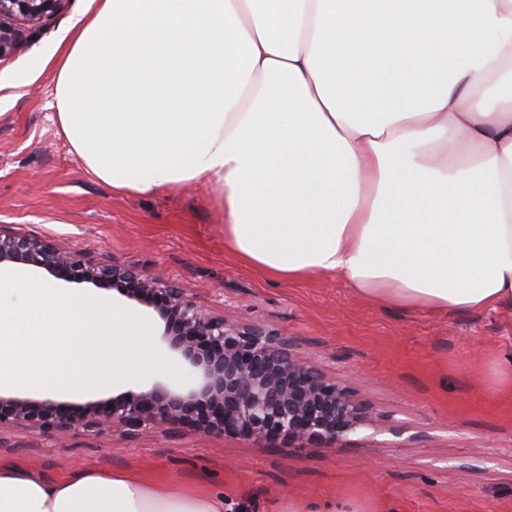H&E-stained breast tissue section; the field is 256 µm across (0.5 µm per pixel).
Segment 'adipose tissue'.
Returning a JSON list of instances; mask_svg holds the SVG:
<instances>
[{
    "mask_svg": "<svg viewBox=\"0 0 512 512\" xmlns=\"http://www.w3.org/2000/svg\"><path fill=\"white\" fill-rule=\"evenodd\" d=\"M52 65L74 152L121 194L216 188L271 281L512 303V0H89ZM223 495L0 464V512H227Z\"/></svg>",
    "mask_w": 512,
    "mask_h": 512,
    "instance_id": "ef3b65f1",
    "label": "adipose tissue"
}]
</instances>
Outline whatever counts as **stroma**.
Wrapping results in <instances>:
<instances>
[{
  "instance_id": "35a3bbf8",
  "label": "stroma",
  "mask_w": 512,
  "mask_h": 512,
  "mask_svg": "<svg viewBox=\"0 0 512 512\" xmlns=\"http://www.w3.org/2000/svg\"><path fill=\"white\" fill-rule=\"evenodd\" d=\"M87 0H62L0 62V226L190 288L209 315L267 326L374 409L357 445L258 448L183 430L67 441L0 428V462L55 479L91 467L133 470L224 495L246 512L313 499L372 512H512V304L480 312L383 307L336 275L271 282L224 246L210 186L150 195L112 191L82 163L51 106L47 59Z\"/></svg>"
}]
</instances>
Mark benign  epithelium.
<instances>
[{"label":"benign epithelium","instance_id":"7a95c632","mask_svg":"<svg viewBox=\"0 0 512 512\" xmlns=\"http://www.w3.org/2000/svg\"><path fill=\"white\" fill-rule=\"evenodd\" d=\"M62 0H0V60L22 38L17 21L37 22ZM26 267L97 288L118 287L164 323L163 340L195 376L190 387L156 382L83 403L0 394V427L20 426L63 441L78 431L189 430L261 448H342L371 425L347 385L296 354L272 329L205 314L187 289L159 275L105 264L51 241L0 226V267Z\"/></svg>","mask_w":512,"mask_h":512}]
</instances>
